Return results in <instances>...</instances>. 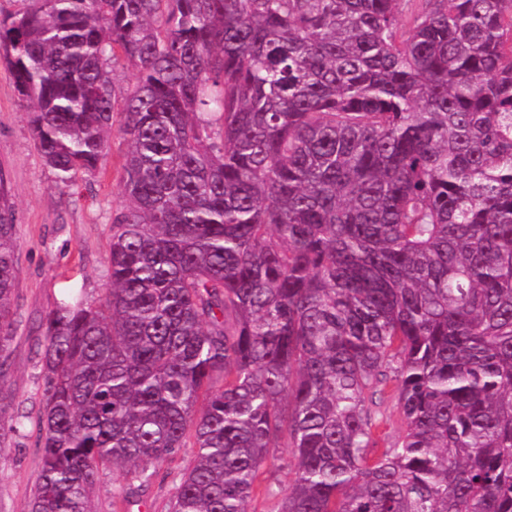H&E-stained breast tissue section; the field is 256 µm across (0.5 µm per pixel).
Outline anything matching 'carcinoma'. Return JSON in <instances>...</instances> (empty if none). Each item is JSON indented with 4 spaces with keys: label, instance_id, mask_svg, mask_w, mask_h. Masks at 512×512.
<instances>
[{
    "label": "carcinoma",
    "instance_id": "carcinoma-1",
    "mask_svg": "<svg viewBox=\"0 0 512 512\" xmlns=\"http://www.w3.org/2000/svg\"><path fill=\"white\" fill-rule=\"evenodd\" d=\"M25 2L0 62L58 183L128 145L109 288L43 319L27 512L188 446L169 512H251L276 448L277 512H512V0ZM16 251L3 204L1 445Z\"/></svg>",
    "mask_w": 512,
    "mask_h": 512
}]
</instances>
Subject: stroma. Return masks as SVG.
Masks as SVG:
<instances>
[{
	"mask_svg": "<svg viewBox=\"0 0 512 512\" xmlns=\"http://www.w3.org/2000/svg\"><path fill=\"white\" fill-rule=\"evenodd\" d=\"M127 144L114 135L109 153L93 174L76 173L71 186L58 183L38 154L29 114L0 65V183L14 213L17 237L14 303L19 320L8 360L7 384L15 412L26 427L0 451V512H24L41 465L37 426L42 394V319L68 291L98 301L109 286L107 256L112 218L121 207ZM194 459L182 449L157 473L130 512H168L181 476Z\"/></svg>",
	"mask_w": 512,
	"mask_h": 512,
	"instance_id": "stroma-1",
	"label": "stroma"
}]
</instances>
